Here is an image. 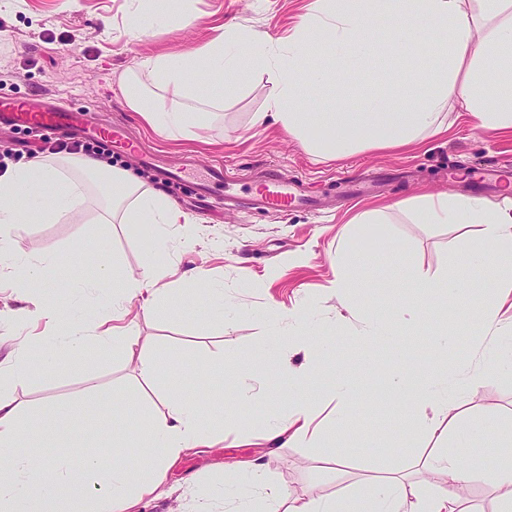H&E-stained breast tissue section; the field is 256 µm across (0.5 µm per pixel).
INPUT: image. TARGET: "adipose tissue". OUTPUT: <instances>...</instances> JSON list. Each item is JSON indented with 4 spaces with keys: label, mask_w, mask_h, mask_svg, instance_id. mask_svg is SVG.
<instances>
[{
    "label": "adipose tissue",
    "mask_w": 512,
    "mask_h": 512,
    "mask_svg": "<svg viewBox=\"0 0 512 512\" xmlns=\"http://www.w3.org/2000/svg\"><path fill=\"white\" fill-rule=\"evenodd\" d=\"M390 19L393 32L379 36L376 16ZM318 38L330 45L326 62H308L307 45ZM250 34L227 29L200 49L181 57H147L125 76L120 90L127 104L158 133L167 137L195 134L205 119L223 105L207 89L226 83L243 86L254 73L270 85L266 111L256 124L274 117L307 149L338 157L359 148L394 150L446 133L448 112L461 105L477 127L488 132L512 131V0H311L307 12L287 35L264 37V48L247 47ZM361 72L390 84L391 93H375L354 108L331 101L323 112L309 111L308 91L332 88L338 77ZM107 187L97 218L112 223L149 224L159 242L171 229L192 241L188 224L176 205L144 190L128 170L107 167L90 156H70L54 162L33 160L0 175V251L12 243L11 228L31 213L47 223L59 221L85 201L81 176ZM423 224L475 226L479 242L463 252L456 276L431 279L416 275L417 287L439 293L451 302L462 293L466 276L479 270L487 289L506 294L512 288V210L469 197H430L417 209ZM166 264L149 262L141 277H121L113 266L100 263L89 285L112 291V325L70 320L57 300L43 298L35 315L55 325L70 321L67 335L36 342L18 340L0 362V512H137L145 498L167 496L166 473L171 462L224 428V413L202 414L194 404L169 399L165 413L145 420L136 401L125 399L103 407L111 426L101 437L113 447L135 445L136 454L104 465L100 456L72 458L66 451L75 428L73 417L81 402H61L50 415L29 416L12 393L33 375L50 376L67 352L93 343L102 350H121L137 359L142 378H155L159 363L153 339L140 336L130 318L132 305L150 313L160 297ZM312 376L281 370L265 387L291 407L288 418L276 420L271 437L287 436L298 448H319L325 432L315 426L321 398L345 401L333 388L315 389ZM406 415L422 416L420 430L405 429L383 439L382 447L405 448L415 434L433 440L436 449L426 462L430 482L391 477L380 483L368 506L356 496L319 502L290 496L287 489L266 480L256 462L228 465L221 480L232 486L248 476L256 496L242 512H463L461 491L484 482L500 492V512H512V427L493 417L467 419L456 398L420 373L395 377ZM487 464L468 467L472 454Z\"/></svg>",
    "instance_id": "1"
}]
</instances>
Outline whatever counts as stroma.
<instances>
[{"label":"stroma","instance_id":"stroma-1","mask_svg":"<svg viewBox=\"0 0 512 512\" xmlns=\"http://www.w3.org/2000/svg\"><path fill=\"white\" fill-rule=\"evenodd\" d=\"M308 2L189 0L194 20L188 25L158 21L145 0H14L11 8L0 9V94L54 98L83 113L90 125L121 127L166 168L181 167L190 154L203 163H222L240 199L238 205L225 206L219 190L201 200L187 183L170 196L188 218L194 241L184 247L171 237L170 290L151 314L137 320L140 335L155 340L154 353L162 365L155 384L144 382L136 360L90 345L60 359L50 378H34L14 389L34 414L49 411L57 401L85 402L68 446L77 459L97 453L111 462L124 457V449L99 437L104 424L98 405L113 397L138 395L148 417L164 412L161 397L166 393L191 403L203 397L233 415V422L224 426L223 441L192 449L170 467L167 480L176 495L148 502L142 512H223L225 505L239 503L234 489L207 498L201 494L236 459L261 460L271 481L292 495L318 500L347 493L369 496L396 469L413 481L427 478L419 463L424 447L383 451L375 446L374 435L396 432L399 421L378 372H436L430 349H413L412 341L418 333L437 341L443 311L431 297L422 318L409 315V308L422 301L412 277L419 272L440 278L453 272L458 252L472 243L473 235L456 224L416 223L413 211L395 204L443 192L503 204L498 182L487 180L485 172L512 167V133L488 134L467 113L452 112L447 135L425 138L417 148L358 150L331 160L307 151L280 124H254L269 95L260 73L226 94L219 118L199 139L158 135L119 90L120 80L141 58L200 48L224 27L262 36L284 32L298 22ZM133 21L139 26L135 36L128 31ZM269 171L302 183L319 196L321 208H250V194ZM372 176L378 179L377 196L346 200L348 182ZM101 202L98 186H91L83 209L55 223L26 218L12 233L16 259L35 263L51 254L70 272L57 290L59 301L71 316L91 322L111 318L112 293L89 296L79 288L95 272L83 256L87 241H95L98 256L119 272H142L147 256L157 251L148 224H114L101 234L95 223ZM365 209L384 210L388 222L380 230L393 252L362 269H343L336 263L337 250L369 247L371 227L362 228L356 239L348 237L350 218ZM340 277L349 286L337 296L331 288ZM205 281L224 291L223 326L207 321ZM11 287V281L0 282V333L25 327L48 284L31 280L22 297ZM273 307L306 309L308 330L326 336L323 346L305 352L281 350L289 369L301 372L317 365L320 386L350 389L347 405L325 404L320 414L336 447L346 451L340 471L329 469L319 451L293 447L283 438L268 440L270 419L287 411L281 400L262 395L245 402L239 397L242 381L272 372V362L257 357L255 347L281 329L268 316ZM372 313L391 321L395 331L388 341L368 347L356 333ZM453 342L449 373L479 378L476 389L459 394L463 415H489L512 424V372L489 370L483 357L494 336L469 331ZM182 363L210 369L214 386L202 394L191 382L170 388L172 367ZM229 365L237 368L231 377L225 373ZM346 412L356 417L348 429L340 422Z\"/></svg>","mask_w":512,"mask_h":512}]
</instances>
